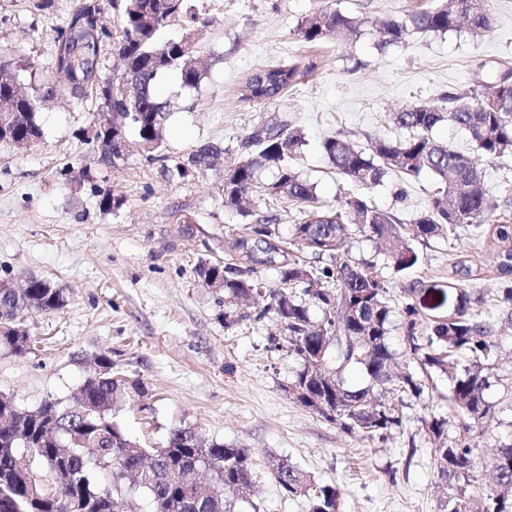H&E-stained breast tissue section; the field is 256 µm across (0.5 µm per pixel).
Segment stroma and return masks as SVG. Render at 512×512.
Returning <instances> with one entry per match:
<instances>
[{"instance_id": "35a3bbf8", "label": "stroma", "mask_w": 512, "mask_h": 512, "mask_svg": "<svg viewBox=\"0 0 512 512\" xmlns=\"http://www.w3.org/2000/svg\"><path fill=\"white\" fill-rule=\"evenodd\" d=\"M80 0H0V61L34 65L48 80L58 33ZM206 26L199 43L205 75L197 88L170 95L163 152L185 160L195 145L214 143L218 167L185 178H165L159 163L130 148L113 167L87 151L99 99L78 101L67 89L37 115L44 139L25 151L0 146V277L50 279L67 296L50 314L33 313L34 352L0 350V393L33 409L45 398L73 402L95 356L112 360L143 391L132 394L117 419L147 445L169 430L195 427L207 443L245 449L254 464L253 486L234 512H307L305 498L287 497L269 469L270 456L287 458L316 482L336 483L342 512H441L443 501L430 450L432 417L448 415L453 381L432 371L420 398L409 399L400 429L387 440L347 434L304 408L288 393L298 364L288 333L273 314L252 305L247 319L223 291L206 287L200 262H238L231 244L245 222L226 209L220 168L256 157L249 136L278 118L304 137L300 174L320 200L338 205L365 198L394 214L410 232L434 188L431 174L404 180L388 174L381 185L340 178L321 151L340 133L358 149L377 138L405 140L393 120L406 105H434L444 91L478 89L497 71L512 69V0H490L492 27L475 36L416 30L397 46L381 47L382 21L431 9L438 0H192ZM359 23V35L329 37L312 47L298 23L322 9ZM314 58L317 68L275 101L245 100L242 86L256 68ZM454 149L478 159L489 192L512 185V153L482 158L468 134L444 123L434 131ZM120 196L119 209H100L97 190ZM351 257L373 261L388 283L395 314L390 333L399 367L418 371L405 357L400 314L409 289H447L451 264L468 260L481 277L471 286L486 294V317L496 336L502 379L486 399L489 422L473 428L481 485L496 490L493 458L512 444V306L500 303L493 246L478 234L448 230L415 242L420 263L404 274L379 262L374 242L353 233Z\"/></svg>"}]
</instances>
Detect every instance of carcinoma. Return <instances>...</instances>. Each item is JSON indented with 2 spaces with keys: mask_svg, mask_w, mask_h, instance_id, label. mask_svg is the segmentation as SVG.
I'll use <instances>...</instances> for the list:
<instances>
[{
  "mask_svg": "<svg viewBox=\"0 0 512 512\" xmlns=\"http://www.w3.org/2000/svg\"><path fill=\"white\" fill-rule=\"evenodd\" d=\"M179 16L191 26L199 23L190 0H124L121 34L113 44L123 69L120 76L104 79L95 65L107 36L106 25L100 26V34H94V20L101 17V8L97 0H83L60 31L56 45L65 48L66 54L55 60L52 82L37 80L31 65L0 62V112L19 113L14 126L0 132V144L22 150L26 143L42 139L37 114L54 98L65 74L88 79L86 86L71 92L74 99L86 97L89 88L107 97L104 106L112 113V121L97 127L87 139L97 164L115 165L121 157L115 142L126 143L130 125L137 131L141 151L161 162L163 171L183 177L193 170H209L210 160L223 153L217 144L196 146L185 162L173 168L166 164L168 157L162 149L169 105L157 96L156 82L175 73L184 87L195 89L204 77L195 52L187 50L188 43L194 42L192 34L162 45L156 42L157 33ZM464 27L476 35L489 29L485 0H446L431 10L386 20L381 27V45L403 43L412 28L446 34ZM330 31L359 33L351 17L334 10L304 18L297 35L304 43L315 45ZM315 68L316 62L310 59L302 67L283 61L259 69L247 78L244 97L253 102L273 101ZM25 73L30 91L17 99L14 89L21 85ZM129 76L137 81V87L128 94L124 87ZM394 120L410 131L406 140L377 138L366 152L352 147L338 133L322 141V152L338 176L363 185H376L392 171L405 179L424 172L433 174L436 189L413 224V237L425 242L449 228L470 226L492 241L500 279L505 284L512 282V218L496 215L512 206V187H503L497 196L489 194L478 164L433 136L440 123L450 121L470 134L486 158L512 151V70L495 76L486 93L450 90L441 94L440 104L412 103ZM274 127L273 139L256 141L260 147L257 158L234 164L233 187L221 188L224 207L236 211L248 224L245 235L235 239L232 247L248 248L253 264L205 262L198 266L197 274L207 286L219 281L225 294L242 302L265 299L262 312L271 311L284 321L289 354L299 364L292 383L304 388L311 399L303 406L347 433L385 439L403 424L405 398L421 397L425 381L414 372L391 370L395 353L388 336L393 309L387 299L388 287L375 264L337 260L335 255L355 229L376 243L396 274L417 265L420 254L405 240L394 214L361 198L348 197L335 209L324 208L316 185L296 171L297 154L303 146L300 129L288 120H279ZM264 166L274 171L273 180L265 185L274 194L267 195L266 211L257 212L251 194ZM281 197L292 201L302 216V222L293 228L294 240L314 243L311 250L317 258L326 256L333 263L310 268L284 247L278 215L272 208ZM262 267L276 269L285 287L262 292L254 278ZM452 274L454 281L448 287L456 290L454 310L435 320L425 332H420L415 304L403 306L404 345L406 354L421 369L436 368L452 377L448 406L461 428L469 432L494 417L486 391L499 362L493 326L483 317L486 296L464 287L476 279V273L467 261L459 260ZM28 284L22 292H0V325L10 326L0 334V349L12 353L15 339L30 334L28 314H49L67 303L63 291L45 287L43 278L32 277ZM352 299L359 307L358 319L353 322L344 320L340 309L342 302ZM311 304L321 310L318 321L310 317ZM359 326L368 328L370 336L364 358L350 357L347 347L336 343L321 348L324 339L344 329L353 332ZM321 349L328 375L323 382L308 378V361ZM96 364L99 370L81 385L77 408L49 398L36 409L26 410L13 398L0 395V512H71L70 501L82 498L92 504L90 512H132V502L122 494V481L129 473L134 484L150 494L156 512H234L235 501L252 485L250 455L242 448L208 445L193 427L171 430L159 448L143 446L115 421L118 407L130 391L142 390V382L115 368L106 352L98 355ZM360 367L369 377L364 387L348 382L350 373ZM54 416L60 429L44 439L39 434L40 422ZM446 424V419L436 417L429 423L438 440L432 449L434 467L446 490L443 512H512V445L500 447L506 459L496 474L502 491L485 493L476 476L474 448L465 440H442ZM20 447L26 448L27 454L19 453ZM36 461L46 468L64 467L66 485L37 497L30 494L26 471L33 470ZM200 466L210 470L217 491L199 494L194 470ZM269 468L286 496L306 498L308 512H340L341 492L335 484H319L298 466L275 457L269 460Z\"/></svg>",
  "mask_w": 512,
  "mask_h": 512,
  "instance_id": "cac0c4a2",
  "label": "carcinoma"
}]
</instances>
